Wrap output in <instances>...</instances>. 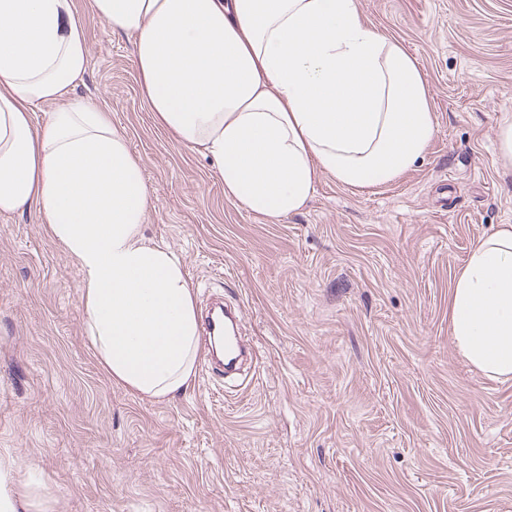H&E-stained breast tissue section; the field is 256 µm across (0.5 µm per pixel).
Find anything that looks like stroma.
Segmentation results:
<instances>
[{
	"label": "stroma",
	"mask_w": 512,
	"mask_h": 512,
	"mask_svg": "<svg viewBox=\"0 0 512 512\" xmlns=\"http://www.w3.org/2000/svg\"><path fill=\"white\" fill-rule=\"evenodd\" d=\"M75 3L74 95L125 129L146 238L181 258L197 313L239 309L254 361L227 383L202 354L183 395L131 394L89 345L75 258L37 212L0 214V452L36 512H512V378L470 365L448 318L470 249L512 224V0H358L415 57L436 135L371 190L318 172L281 220L225 198L211 158L155 123L133 38Z\"/></svg>",
	"instance_id": "stroma-1"
}]
</instances>
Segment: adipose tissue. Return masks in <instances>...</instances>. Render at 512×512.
<instances>
[{"instance_id":"1","label":"adipose tissue","mask_w":512,"mask_h":512,"mask_svg":"<svg viewBox=\"0 0 512 512\" xmlns=\"http://www.w3.org/2000/svg\"><path fill=\"white\" fill-rule=\"evenodd\" d=\"M133 37L157 124L211 156L226 197L273 219L312 198L317 171L365 190L422 160L429 91L402 42L356 0H87ZM74 0H0V213L36 209L81 269L86 336L130 393L186 391L200 346L179 256L144 236L149 188L110 112L71 97L87 71ZM53 105L43 122L37 105ZM456 345L512 377V224L471 249L450 293Z\"/></svg>"}]
</instances>
